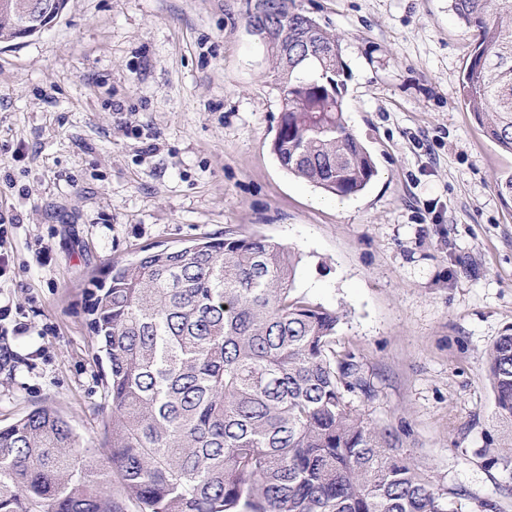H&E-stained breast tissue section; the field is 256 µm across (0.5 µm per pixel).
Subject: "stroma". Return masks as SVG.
I'll list each match as a JSON object with an SVG mask.
<instances>
[{
	"label": "stroma",
	"instance_id": "stroma-1",
	"mask_svg": "<svg viewBox=\"0 0 512 512\" xmlns=\"http://www.w3.org/2000/svg\"><path fill=\"white\" fill-rule=\"evenodd\" d=\"M296 3L341 39L345 118L376 169L336 202L271 149L275 60L245 0H69L0 44V426L49 405L101 447L91 280L232 228L299 254L296 296L339 313L336 348L370 386L353 406L452 489L448 512H512V470L475 454L512 441L486 376L512 327V154L460 93L475 33L448 0Z\"/></svg>",
	"mask_w": 512,
	"mask_h": 512
}]
</instances>
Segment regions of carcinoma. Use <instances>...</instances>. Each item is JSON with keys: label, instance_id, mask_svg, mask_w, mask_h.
<instances>
[{"label": "carcinoma", "instance_id": "1", "mask_svg": "<svg viewBox=\"0 0 512 512\" xmlns=\"http://www.w3.org/2000/svg\"><path fill=\"white\" fill-rule=\"evenodd\" d=\"M0 0V43L33 37L68 0ZM275 21L281 119L274 154L325 193L361 192L375 175L344 117L339 38L306 22L295 0H262ZM477 32L461 88L484 134L512 153V0H450ZM300 257L242 232L140 250L91 281L87 328L105 360L110 421L104 457L68 420L38 407L0 427V512H448L392 431L355 409L369 386L355 355L336 350L339 314L292 295ZM487 377L512 427V328ZM475 454L512 466V445Z\"/></svg>", "mask_w": 512, "mask_h": 512}]
</instances>
